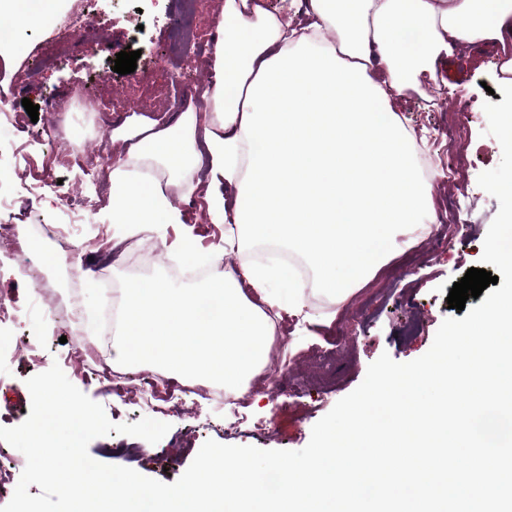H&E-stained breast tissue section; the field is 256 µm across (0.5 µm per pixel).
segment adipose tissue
I'll use <instances>...</instances> for the list:
<instances>
[{"instance_id":"adipose-tissue-1","label":"adipose tissue","mask_w":512,"mask_h":512,"mask_svg":"<svg viewBox=\"0 0 512 512\" xmlns=\"http://www.w3.org/2000/svg\"><path fill=\"white\" fill-rule=\"evenodd\" d=\"M56 0L32 14L0 0L12 35L0 66L14 71L31 22L48 24ZM299 29L264 0H224L211 45L215 80L203 109L165 125L140 117L115 129L126 147L109 174L112 221L133 229L177 224L156 173L204 190L208 212L251 240L307 258L322 293L346 297L398 249L425 237L430 185L414 135L392 97L419 90L458 43L512 45V0H311ZM238 189L227 212L223 184Z\"/></svg>"}]
</instances>
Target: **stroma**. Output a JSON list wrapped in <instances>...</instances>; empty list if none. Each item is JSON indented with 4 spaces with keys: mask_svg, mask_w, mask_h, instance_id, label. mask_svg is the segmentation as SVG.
<instances>
[{
    "mask_svg": "<svg viewBox=\"0 0 512 512\" xmlns=\"http://www.w3.org/2000/svg\"><path fill=\"white\" fill-rule=\"evenodd\" d=\"M87 6L96 22L79 38L36 25L28 30L30 46L38 50L39 57L35 62L22 63L8 85L19 124L0 127V171L8 178L7 185L0 187V197L12 202L14 212L40 215L44 223L59 225L73 234L79 246L77 258L84 267L83 278L77 288H68L65 271L58 266L49 269L48 284L55 296L96 310L104 301L100 266H108L115 277L125 272L124 264L112 259L113 245L133 240L149 245L159 253L156 268L163 270L173 264L172 244L184 230L192 231L201 251L220 254L224 251L225 227L211 222L200 190L176 199L182 223L155 224L133 232L113 223L111 197H104L90 214L61 204V191L91 195L96 188L94 180L69 159L68 150L101 148L114 163L123 145L110 142L99 146L81 112L73 115L69 145L47 143L41 131L52 99L68 95L91 78L97 79L99 94L107 98L115 90L127 89L134 110L108 116L106 126L112 130L131 116L152 115L159 106L168 115H176V105L165 101V92L176 85L189 90L200 76L190 63L183 69L181 82H174L162 62L166 31L173 21L169 0H88ZM105 40L138 51L139 84L126 87L124 76L114 72V56L101 48ZM502 60L499 49L467 46L438 64L435 79L424 80L423 92L411 91L394 100L399 118L415 130L423 150L445 143L442 129L448 113H459L464 122L471 160L467 193L460 198L465 242L430 251L426 261L419 263L414 255L426 242L417 240L394 253L369 280L335 306L308 299L302 316L286 315L283 357L288 375L283 393L270 392L260 373L245 393L216 403L204 394L210 381L187 378L180 411L153 410L139 401L140 379L151 370L150 365L143 364L122 368L126 384L123 396L108 394L102 384L82 376L78 356L82 336L97 335V325L84 326L81 336L71 335L59 315L46 312L36 301L34 285L20 279L15 285L16 299L26 312L16 321L0 325V402L16 399L22 407L15 418L6 420V427L24 422L31 407L27 379L56 363L78 389L103 406L111 422L134 423L150 417L170 425L158 443L149 445L146 455L134 460L108 451L109 446L130 443V436L113 433L92 440L88 452L98 462L128 467L171 484L210 439L265 450L304 448L314 424L363 381L368 366L381 354L404 363L430 349L440 324L452 314L447 297L454 282L468 269L478 267V251L499 210L498 200L479 186L478 176L496 167L502 155L499 142L485 133L487 117L483 110L484 101L498 104L504 99L496 77ZM432 88L440 98L433 108L428 105ZM26 98L38 104V121H31L23 107ZM241 412L246 413L247 423H237Z\"/></svg>",
    "mask_w": 512,
    "mask_h": 512,
    "instance_id": "1",
    "label": "stroma"
}]
</instances>
